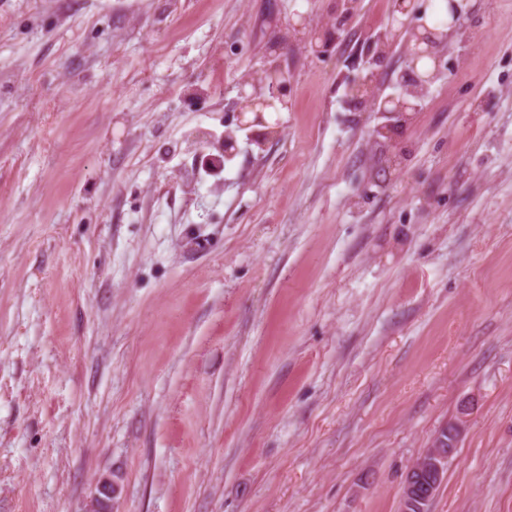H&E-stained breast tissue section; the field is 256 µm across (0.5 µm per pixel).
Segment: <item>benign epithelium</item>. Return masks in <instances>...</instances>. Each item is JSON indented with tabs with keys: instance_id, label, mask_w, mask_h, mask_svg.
Here are the masks:
<instances>
[{
	"instance_id": "1",
	"label": "benign epithelium",
	"mask_w": 512,
	"mask_h": 512,
	"mask_svg": "<svg viewBox=\"0 0 512 512\" xmlns=\"http://www.w3.org/2000/svg\"><path fill=\"white\" fill-rule=\"evenodd\" d=\"M463 2L465 0H448L451 21L430 25L426 21L427 12L420 6V0H392L385 36L376 39V42L382 45L387 42L393 43L402 33H409V40L413 41V44L407 47L405 63L410 89L402 95H387L381 99H374L377 111L391 117H405L420 110L421 95L440 67V48L447 43L448 29L454 27L461 19ZM292 28L303 34L311 55L321 57L328 52L331 43L329 30L311 24L310 16H299L292 24ZM374 80L375 71H367L361 80L350 88L352 99L360 102L371 96ZM289 85L290 74L280 67L267 68L259 77L245 80L239 85L234 112L236 124L241 128L263 127V130L259 131L256 143L263 142L270 134L265 113L288 108ZM470 413V402L466 401L459 405L456 418L450 422L453 436L451 448H445L446 441L441 433L437 432L431 437L423 456L409 467L403 482L399 512H408L407 504L410 500L423 496L422 474H430L432 487L441 486L447 471L448 459L455 452L464 434ZM119 491V484L112 475L100 476L86 512H112Z\"/></svg>"
}]
</instances>
